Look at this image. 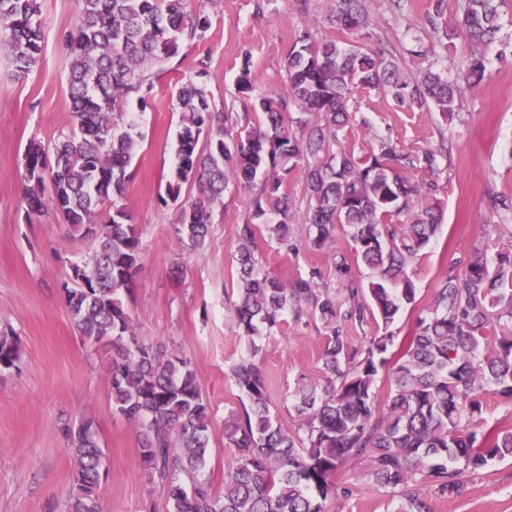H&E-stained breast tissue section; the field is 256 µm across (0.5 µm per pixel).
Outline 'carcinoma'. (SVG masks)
Returning <instances> with one entry per match:
<instances>
[{"label": "carcinoma", "instance_id": "obj_1", "mask_svg": "<svg viewBox=\"0 0 512 512\" xmlns=\"http://www.w3.org/2000/svg\"><path fill=\"white\" fill-rule=\"evenodd\" d=\"M79 20L65 37L70 124L73 135L52 149L31 142L23 156L26 215L47 205L65 223L92 240L91 252L71 267L67 303L81 336L97 342L111 337L112 409L140 427V456L150 479L165 490L170 512H324L336 493V475L349 461L366 456L371 476L399 490L397 512H431L415 483L421 477L442 493L465 491L461 462L473 472L492 460L512 458V428L478 434L481 392L493 384L512 397V288L504 287L512 252L493 260L475 255L462 261V274L445 277L426 314L417 318L406 350L387 356L394 336L387 332L402 307L415 301L407 274L436 235L439 214L429 203L438 191L444 145L412 157L390 138H379L359 154L343 147L339 130L349 121L356 90H374L401 107L456 111L460 86L429 65L405 74L392 51L364 45L341 47L316 40L309 28L297 32L284 57L290 97H262L258 125L236 134L224 129V113L212 109L203 81L207 63L176 92L181 109L174 151L177 179L166 196L177 202L183 184L195 182L200 195L180 206L179 246H205L214 206L223 203L231 182L252 184L262 177L254 219L279 217L266 225L269 239L293 246L288 225L292 201L283 190L288 175L305 183L308 242L321 249L335 240L337 226L349 228L357 257L371 270L367 287L336 294L314 280L286 283L260 269L255 257L257 225L238 227L239 303L233 315L250 340L252 355L232 366L231 376L248 398L242 411L224 418V442L234 449L224 468V492L216 494L203 475L210 448V417L189 360L167 356L138 342L122 299L140 256V238L121 204L127 169L141 134L124 121L135 100L148 105L150 81L182 41L205 42L212 21L187 0H78ZM504 0H461L456 22L445 20L446 0H432L425 27L432 41L449 47L461 36L473 49L463 64L465 79L486 73L482 47L500 29ZM332 23L343 32L369 27L364 0H336ZM38 0H0V48L7 49L15 76L37 65L42 46ZM296 107L295 123L313 116L325 124L306 137L288 131L285 114ZM205 143H200L201 135ZM416 167L427 178L414 181L402 169ZM50 195H45V181ZM106 220L97 223L99 215ZM291 313L294 323L324 325L323 378L301 383L294 394L297 424L283 426L270 413L255 338L270 334ZM370 324L383 330L351 347L347 326ZM16 342L0 334V371L15 366ZM391 389L386 408L377 407L379 369ZM64 436L78 472L68 512H102L99 489L104 452L90 421L67 424Z\"/></svg>", "mask_w": 512, "mask_h": 512}]
</instances>
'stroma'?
I'll return each instance as SVG.
<instances>
[{"label":"stroma","instance_id":"1","mask_svg":"<svg viewBox=\"0 0 512 512\" xmlns=\"http://www.w3.org/2000/svg\"><path fill=\"white\" fill-rule=\"evenodd\" d=\"M43 39L36 67L22 79L0 50V331L19 346L14 367L0 372V512H67L75 471L62 427L92 420L105 453L100 487L103 512H169L163 488L143 468L140 429L113 412L109 368L117 348L111 338L83 339L67 305L65 287L72 265L91 251L81 237L49 211L26 216L22 159L30 141L45 147L73 130L69 122L68 65L63 44L74 31L78 0H38ZM431 0H409L394 12L391 0H365L370 17L360 44L395 50L424 34ZM206 8L211 37L180 43L153 80L146 109L129 106L142 134L129 168L123 205L141 241L138 266L125 302L139 341L168 355L190 359L211 416V448L205 476L215 492L224 489V467L234 454L224 441L228 411L242 410L244 397L230 373L250 351L231 314L238 300L237 227L249 221L255 190L230 183L224 202L215 206L205 247L188 252L177 244L180 203L198 195L194 183L182 187L179 202H164L166 186L176 178L174 142L180 107L176 84L193 74L199 58H208L205 82L229 132L257 124L258 114L238 91L242 61L250 63L254 96L287 95L283 59L298 29L315 38H340L330 21L335 0H190L189 10ZM500 32L486 48L484 81L462 86L452 120L439 113L398 107L374 91L359 90L351 104L354 118L339 134L346 148L368 150L389 136L404 152L417 154L445 145L435 202L441 213L436 240L410 265L416 300L399 312L391 330L396 347L407 346L418 315L434 289L460 258L512 251V211L493 212L487 192L512 198V0L502 9ZM294 248L277 250L266 232L257 235L263 270L283 281L320 271L319 288L343 294L347 281L336 276L333 256L352 257L348 228L338 227L325 250L307 243V227L292 225ZM325 329L320 321L294 324L284 315L278 332L258 340L270 411L285 426L296 423L293 394L299 383L322 376ZM465 491L442 494L435 483H420L432 512H512V460L462 474ZM336 494L325 512H397L398 497L378 487L366 458L346 464L337 474Z\"/></svg>","mask_w":512,"mask_h":512}]
</instances>
